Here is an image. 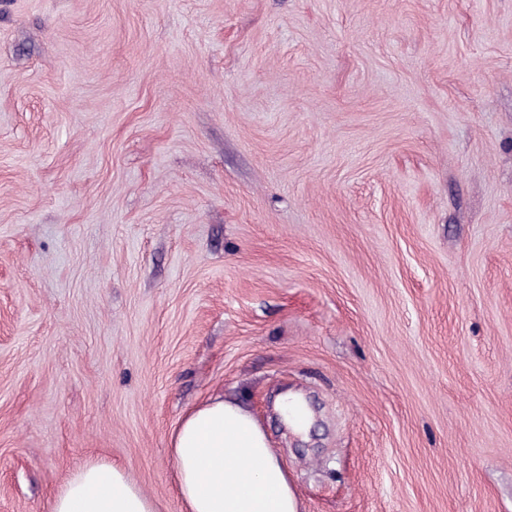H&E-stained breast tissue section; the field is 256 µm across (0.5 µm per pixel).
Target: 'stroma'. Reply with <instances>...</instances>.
<instances>
[{"label":"stroma","instance_id":"35a3bbf8","mask_svg":"<svg viewBox=\"0 0 512 512\" xmlns=\"http://www.w3.org/2000/svg\"><path fill=\"white\" fill-rule=\"evenodd\" d=\"M216 395L306 512H512V0H0V512H183ZM280 411L287 423L295 430L301 431L307 424V414L296 401L289 402L288 395L281 398ZM51 512H158L156 504L123 471L89 461L60 489Z\"/></svg>","mask_w":512,"mask_h":512}]
</instances>
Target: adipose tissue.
<instances>
[{
  "instance_id": "ef3b65f1",
  "label": "adipose tissue",
  "mask_w": 512,
  "mask_h": 512,
  "mask_svg": "<svg viewBox=\"0 0 512 512\" xmlns=\"http://www.w3.org/2000/svg\"><path fill=\"white\" fill-rule=\"evenodd\" d=\"M175 480L185 512H304L283 458L255 415L214 396L171 434ZM51 512H157L123 471L90 461L60 489Z\"/></svg>"
}]
</instances>
